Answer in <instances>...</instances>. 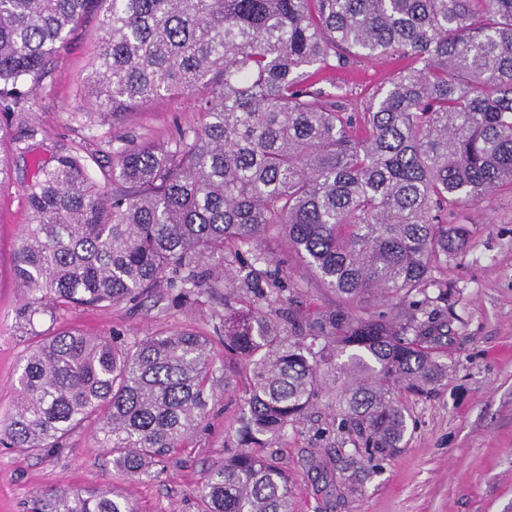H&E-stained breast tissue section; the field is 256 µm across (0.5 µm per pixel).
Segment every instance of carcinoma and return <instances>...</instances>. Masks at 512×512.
<instances>
[{
    "mask_svg": "<svg viewBox=\"0 0 512 512\" xmlns=\"http://www.w3.org/2000/svg\"><path fill=\"white\" fill-rule=\"evenodd\" d=\"M105 1L81 107L127 118L198 91L201 119L95 160L99 181L75 150L36 161L13 267L29 347L0 444L45 453L93 421L126 475L148 474L203 427L217 340L250 392L235 451L199 487L204 512H290L288 475L255 449L324 390L354 448L336 491L353 490L363 460L404 440L398 394L428 398L448 378L445 273L473 234L459 209L512 187V0H0L4 108ZM383 57L403 66L353 103L336 69ZM274 237L336 307H296L262 250ZM159 288L188 306L224 295L223 334L34 329L39 314ZM370 300L389 312L360 310ZM27 512L130 506L60 487Z\"/></svg>",
    "mask_w": 512,
    "mask_h": 512,
    "instance_id": "1",
    "label": "carcinoma"
}]
</instances>
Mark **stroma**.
<instances>
[{
	"mask_svg": "<svg viewBox=\"0 0 512 512\" xmlns=\"http://www.w3.org/2000/svg\"><path fill=\"white\" fill-rule=\"evenodd\" d=\"M96 27V13H88L49 62L39 87L0 111V125L8 129L0 157L12 168L9 185L0 189V418L12 410L14 381L28 344L16 320L20 294L11 268L29 220L26 197L34 157L45 156L55 144L87 153L110 151L132 138L163 142L176 127L198 119L190 95L159 99L125 122L78 115V91ZM399 66L392 58L357 59L337 70L335 80L357 94L384 83ZM26 146L30 156H20ZM465 215L478 231L468 248L448 261L453 320L445 340L447 379L432 397L406 398L408 431L399 452L366 463L357 492L344 496L335 489L342 440L327 429L334 402L319 396L307 419L271 449L288 474L293 512H512V191H499ZM219 308L216 302L180 306L162 291L135 305L40 316L34 325L42 331L54 323L127 342L182 326L210 335ZM214 380L205 427L187 448L171 454L156 476L122 475L86 427L52 454L26 457L0 446V512H25L35 495L58 487L109 491L128 501L133 512H204L197 487L227 455L249 390L240 366L224 358L216 362Z\"/></svg>",
	"mask_w": 512,
	"mask_h": 512,
	"instance_id": "stroma-1",
	"label": "stroma"
}]
</instances>
